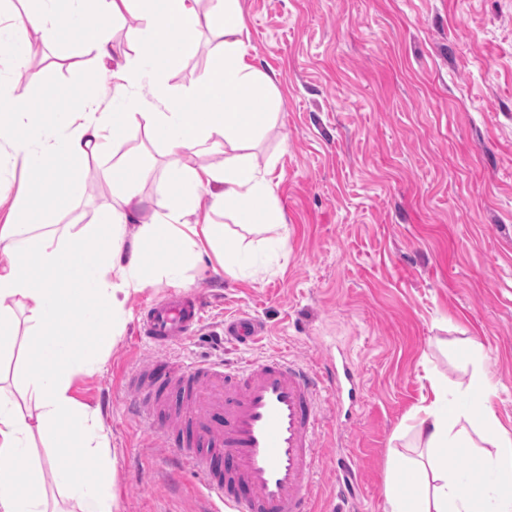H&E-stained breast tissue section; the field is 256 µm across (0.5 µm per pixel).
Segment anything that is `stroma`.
<instances>
[{
  "mask_svg": "<svg viewBox=\"0 0 512 512\" xmlns=\"http://www.w3.org/2000/svg\"><path fill=\"white\" fill-rule=\"evenodd\" d=\"M253 55L275 73L277 123L258 159L275 157L286 248L250 234L256 279L205 271L187 292L203 324L169 357L211 351L227 318L260 321L261 338L225 351L254 361L275 353L323 368L346 356L363 382L349 422L326 405L327 434L313 482L322 512H384L387 473L409 450L403 421L428 393L472 369L460 352L480 341L495 386L492 408L512 427V0H241ZM216 42L202 31L171 72L192 86ZM30 72L0 50L1 85L48 96L98 69L94 54L34 39ZM89 162L83 189L60 224H91L112 201ZM158 283L133 294L122 336L74 395L101 408L118 464L120 512H204L199 478L168 466L169 449L143 436L126 411L125 371L160 350L136 345Z\"/></svg>",
  "mask_w": 512,
  "mask_h": 512,
  "instance_id": "stroma-1",
  "label": "stroma"
}]
</instances>
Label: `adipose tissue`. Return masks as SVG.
Returning a JSON list of instances; mask_svg holds the SVG:
<instances>
[{
	"instance_id": "adipose-tissue-1",
	"label": "adipose tissue",
	"mask_w": 512,
	"mask_h": 512,
	"mask_svg": "<svg viewBox=\"0 0 512 512\" xmlns=\"http://www.w3.org/2000/svg\"><path fill=\"white\" fill-rule=\"evenodd\" d=\"M0 21V48L27 68L30 39L88 46L100 63L114 62L112 108L95 111L88 95L96 71L58 91L74 109L40 98L0 94V134L32 178L0 225V512H58L46 488L71 503L69 512H119L111 489L117 459L99 411L75 400L76 376L98 369L121 336L130 297L158 281L184 284L188 271L212 268L244 279L257 268L250 244L225 245L228 222L254 221L286 246L274 159L258 162V139L275 125L274 76L263 71L243 38L239 0H31ZM138 20L134 52L114 60L107 35L126 14ZM217 41L212 65L173 95L170 69L199 28ZM150 86L158 104L140 109ZM133 127L167 157L164 198L145 211L140 186L153 161L119 157L103 172L111 205L92 224L56 228L58 214L81 192L88 159L119 145ZM220 164L199 165L201 150ZM210 199L199 211L200 195ZM28 331L19 334V322ZM488 375L473 368L463 388L431 380L414 416V454L391 471L385 512H512V431L496 417ZM63 448V463L43 468L37 442ZM465 468L448 465L449 453Z\"/></svg>"
}]
</instances>
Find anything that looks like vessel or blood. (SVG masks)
<instances>
[{
	"label": "vessel or blood",
	"instance_id": "obj_1",
	"mask_svg": "<svg viewBox=\"0 0 512 512\" xmlns=\"http://www.w3.org/2000/svg\"><path fill=\"white\" fill-rule=\"evenodd\" d=\"M203 320L196 295L170 293L147 305L137 341L168 350L188 340ZM251 317L225 321L233 345L255 343ZM128 412L172 451V461L198 471L207 512H313L311 476L325 427L322 400L352 417L361 380L348 358L328 370L274 354L245 363L168 357L124 377Z\"/></svg>",
	"mask_w": 512,
	"mask_h": 512
}]
</instances>
